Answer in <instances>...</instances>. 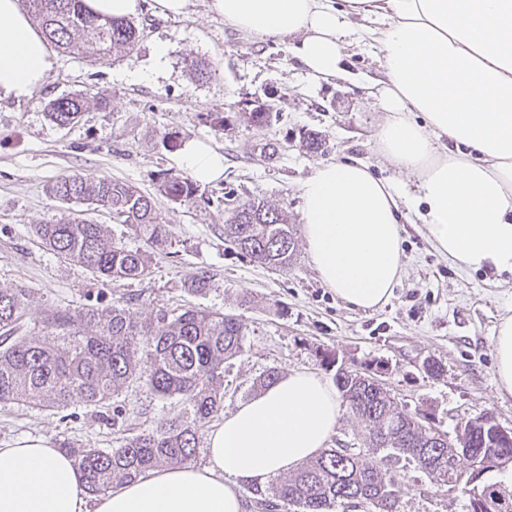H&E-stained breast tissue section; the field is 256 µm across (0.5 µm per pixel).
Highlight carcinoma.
<instances>
[{
  "label": "carcinoma",
  "mask_w": 512,
  "mask_h": 512,
  "mask_svg": "<svg viewBox=\"0 0 512 512\" xmlns=\"http://www.w3.org/2000/svg\"><path fill=\"white\" fill-rule=\"evenodd\" d=\"M21 4L45 39L67 54L100 62L115 51L131 50L139 37L131 21L95 15L84 0ZM85 104L80 94L58 98L46 105V115L66 127L78 122ZM273 112L271 105L256 106L240 113V118L263 128L275 118ZM46 192L71 207H103L116 223L144 240L147 249H128L115 242L105 225L79 212L33 226L42 245L99 278L142 279L151 273L153 258L172 245L155 200L131 183L63 174ZM161 192L175 204H189L196 186L189 177L173 174L165 177ZM296 234L284 211L256 199L235 206L224 221V240L237 254L274 269L288 267ZM208 286L202 273L184 282L192 294H203ZM29 297L24 288H0V403H24L41 410L74 403L104 407L128 382L138 379L161 399L179 398L185 413L162 417L151 428L121 438L113 448L65 444L62 450L73 459L92 495L105 494L113 484L132 481L148 470L190 463L203 427L224 410V362L243 349L242 320L191 306L178 312L159 309L141 321L123 304L65 307L47 316L46 328L65 330L67 335L31 339L20 335ZM334 379L348 412L362 426L360 446L327 448L288 478L265 488L251 487L257 508L330 512L363 502L369 512H398L404 488L364 452L366 448L384 452L392 465L412 463L439 484L456 475L450 467L452 451L487 457L482 416L466 420L462 432L438 439L435 426L424 425L418 414L366 383L357 371L337 368ZM478 495L485 500L484 512H512V490L491 484Z\"/></svg>",
  "instance_id": "1"
}]
</instances>
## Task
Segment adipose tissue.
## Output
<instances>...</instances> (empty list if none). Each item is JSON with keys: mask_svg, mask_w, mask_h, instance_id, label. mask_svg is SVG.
I'll return each mask as SVG.
<instances>
[{"mask_svg": "<svg viewBox=\"0 0 512 512\" xmlns=\"http://www.w3.org/2000/svg\"><path fill=\"white\" fill-rule=\"evenodd\" d=\"M117 19L144 5L171 17L192 0H85ZM212 12L259 37L298 38L311 76L340 75L347 40L366 41L385 78L375 138L414 178L399 194L359 162L315 167L299 183L310 262L350 308L386 304L404 271L399 210L409 203L433 248L463 271L512 274V0H210ZM55 59L20 0H0V100L40 89ZM201 184L224 155L187 141L175 158ZM501 394L512 395V314L493 337ZM342 408L318 373L294 370L242 403L208 438L207 462L151 470L90 497L72 459L45 437L0 444V512H242L245 485L317 456Z\"/></svg>", "mask_w": 512, "mask_h": 512, "instance_id": "obj_1", "label": "adipose tissue"}]
</instances>
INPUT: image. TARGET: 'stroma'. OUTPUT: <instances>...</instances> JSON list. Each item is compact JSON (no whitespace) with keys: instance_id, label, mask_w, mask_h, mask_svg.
Listing matches in <instances>:
<instances>
[{"instance_id":"35a3bbf8","label":"stroma","mask_w":512,"mask_h":512,"mask_svg":"<svg viewBox=\"0 0 512 512\" xmlns=\"http://www.w3.org/2000/svg\"><path fill=\"white\" fill-rule=\"evenodd\" d=\"M133 22L139 39L131 52L96 63L56 53L31 98L0 101V288L31 294L22 335L45 336L43 319L58 307L120 302L142 319L160 308L199 305L237 315L246 327L242 352L224 364L225 413L253 398L252 385L268 368L283 375L320 370V348L335 351L338 365L349 369L381 362L392 394L442 430L455 431L484 412L512 428V396L498 390L492 352L499 319L512 310V275L453 267L431 246L414 211L401 217L405 273L388 303L368 313L349 308L323 285L305 242H298L288 268L277 271L224 242L228 192L238 202H268L298 225V184L318 165L358 159L396 187L411 184L382 160L374 140L384 117L379 95L366 91L383 77L374 50L347 45L343 73L318 82L302 65L296 39L243 34L211 12L208 0H193L182 18L147 9ZM160 44L167 54L159 63ZM191 59L205 64V77L191 72ZM77 93L88 97L79 121L65 128L49 121L46 105ZM248 102L273 104L277 120L264 128L243 122L239 112ZM215 112L223 123L212 120ZM308 132L322 139L319 151L304 148ZM166 135L202 140L224 154L223 179L199 186L197 203L174 204L159 192L164 175L178 170L175 150L162 144ZM268 143L276 147L270 157ZM64 173L112 177L155 197L172 245L150 275L105 281L36 240L33 225L69 213L46 192ZM201 272L210 278L208 291L187 294L185 279ZM432 360L442 365L440 376L425 370ZM181 409L178 400L159 399L136 381L109 408L0 404V444L30 435L109 448L117 434H138ZM393 475L405 489L400 512H470L468 496L449 494L415 466L396 467Z\"/></svg>"}]
</instances>
